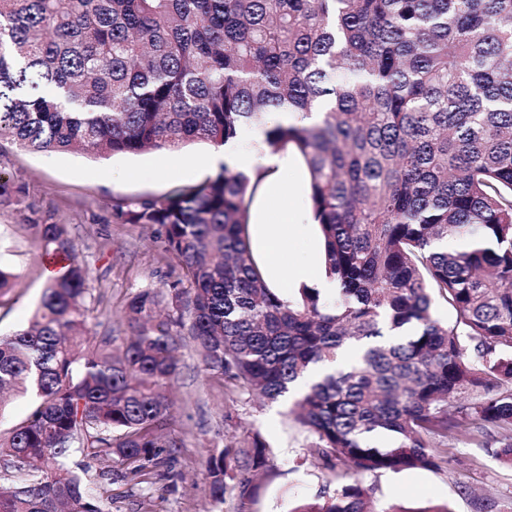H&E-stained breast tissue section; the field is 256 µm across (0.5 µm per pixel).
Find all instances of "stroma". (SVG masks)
Segmentation results:
<instances>
[{
  "label": "stroma",
  "instance_id": "1",
  "mask_svg": "<svg viewBox=\"0 0 512 512\" xmlns=\"http://www.w3.org/2000/svg\"><path fill=\"white\" fill-rule=\"evenodd\" d=\"M211 150L209 144L195 143L178 153L152 150L104 158L1 142L0 171L12 179L14 192L0 200V266L15 275L17 286L0 295V336L27 327L40 302L46 253L35 231L39 224L64 225L88 270L89 335L119 341L129 336L126 305L139 289L173 285L188 290L176 259L165 249L161 227L127 223L126 211L132 202L211 176V169L184 165ZM178 165L180 176H160V168ZM170 390L174 408L168 430L177 447L165 449L134 482L100 479L106 463L92 460L90 487L103 512H291L298 501L332 494L348 483V476L326 470L310 455L313 437L286 423L282 406L228 391L222 376L204 373L192 343L180 352L179 375ZM255 432L274 450L270 468L253 493L213 506L207 457ZM498 437L491 426L471 437L452 427L437 441L448 451L447 467L366 472L360 480L383 510L421 512L445 505L450 512H512V466L493 455Z\"/></svg>",
  "mask_w": 512,
  "mask_h": 512
}]
</instances>
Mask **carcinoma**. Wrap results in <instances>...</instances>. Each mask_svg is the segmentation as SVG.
<instances>
[{"instance_id": "carcinoma-1", "label": "carcinoma", "mask_w": 512, "mask_h": 512, "mask_svg": "<svg viewBox=\"0 0 512 512\" xmlns=\"http://www.w3.org/2000/svg\"><path fill=\"white\" fill-rule=\"evenodd\" d=\"M257 124L306 163L334 301L269 288L249 246L259 182L226 165L128 210L163 229L191 289L135 293L117 352L84 334L91 288L64 227L35 225L65 265L31 325L0 338V394L33 400L0 431V512H102L74 454L126 479L175 447L187 338L206 371L271 403L358 348L286 412L334 469H442L465 392L456 427L500 429L512 466V0H0V141L108 157ZM448 239L463 246L436 250ZM273 458L257 432L209 456L213 503L252 492ZM293 512L372 510L356 481Z\"/></svg>"}]
</instances>
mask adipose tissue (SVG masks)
<instances>
[{"instance_id":"ef3b65f1","label":"adipose tissue","mask_w":512,"mask_h":512,"mask_svg":"<svg viewBox=\"0 0 512 512\" xmlns=\"http://www.w3.org/2000/svg\"><path fill=\"white\" fill-rule=\"evenodd\" d=\"M251 150H241L236 142L214 148L199 158L204 167L227 165L259 178L260 184L250 209V248L260 263L269 287L286 290L307 285L320 290L323 296L335 294L336 284L325 273L320 251H312L304 262L295 261L288 250L292 239L305 240L312 222L296 205L301 186L286 181L285 176L295 164L291 150L270 151L261 132L252 135Z\"/></svg>"}]
</instances>
